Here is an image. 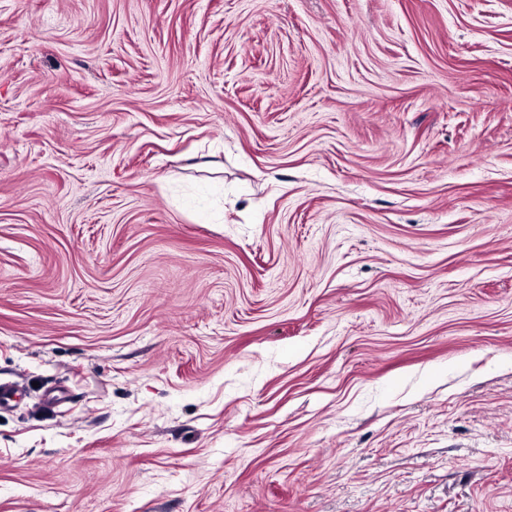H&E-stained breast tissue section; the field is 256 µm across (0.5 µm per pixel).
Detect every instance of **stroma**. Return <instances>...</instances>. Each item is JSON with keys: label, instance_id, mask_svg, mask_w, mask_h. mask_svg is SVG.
Masks as SVG:
<instances>
[{"label": "stroma", "instance_id": "obj_1", "mask_svg": "<svg viewBox=\"0 0 512 512\" xmlns=\"http://www.w3.org/2000/svg\"><path fill=\"white\" fill-rule=\"evenodd\" d=\"M0 512H512V0H0Z\"/></svg>", "mask_w": 512, "mask_h": 512}]
</instances>
